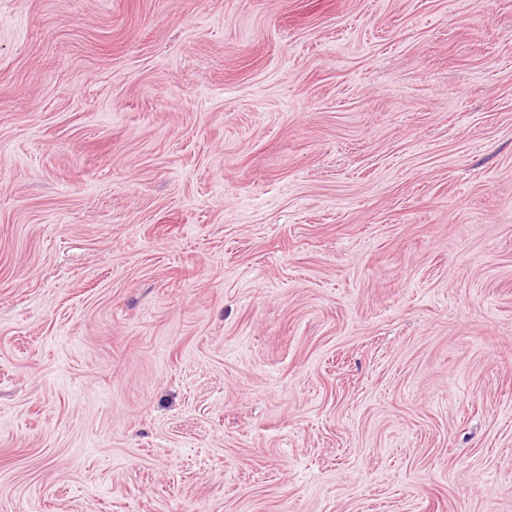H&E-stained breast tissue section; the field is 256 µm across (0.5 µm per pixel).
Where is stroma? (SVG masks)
I'll list each match as a JSON object with an SVG mask.
<instances>
[{
  "mask_svg": "<svg viewBox=\"0 0 512 512\" xmlns=\"http://www.w3.org/2000/svg\"><path fill=\"white\" fill-rule=\"evenodd\" d=\"M0 512H512V0H0Z\"/></svg>",
  "mask_w": 512,
  "mask_h": 512,
  "instance_id": "35a3bbf8",
  "label": "stroma"
}]
</instances>
